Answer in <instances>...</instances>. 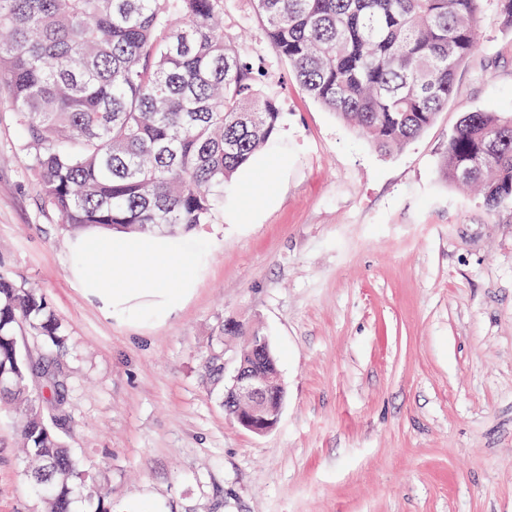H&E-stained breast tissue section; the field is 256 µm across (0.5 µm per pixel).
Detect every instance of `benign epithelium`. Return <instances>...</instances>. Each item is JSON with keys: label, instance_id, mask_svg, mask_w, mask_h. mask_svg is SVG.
<instances>
[{"label": "benign epithelium", "instance_id": "7a95c632", "mask_svg": "<svg viewBox=\"0 0 512 512\" xmlns=\"http://www.w3.org/2000/svg\"><path fill=\"white\" fill-rule=\"evenodd\" d=\"M253 364L232 359L234 385L224 393V402L236 405L235 421L254 434L272 430L280 417L285 389L269 354V337H253Z\"/></svg>", "mask_w": 512, "mask_h": 512}]
</instances>
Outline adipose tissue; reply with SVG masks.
I'll return each mask as SVG.
<instances>
[{"label":"adipose tissue","instance_id":"1","mask_svg":"<svg viewBox=\"0 0 512 512\" xmlns=\"http://www.w3.org/2000/svg\"><path fill=\"white\" fill-rule=\"evenodd\" d=\"M70 270L84 295L106 313H171L188 292L194 256L152 236L91 231L75 238Z\"/></svg>","mask_w":512,"mask_h":512}]
</instances>
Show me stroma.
<instances>
[{
  "mask_svg": "<svg viewBox=\"0 0 512 512\" xmlns=\"http://www.w3.org/2000/svg\"><path fill=\"white\" fill-rule=\"evenodd\" d=\"M226 39L262 66L283 112L262 151L273 203L224 189L192 249L191 297L165 322L105 317L68 270L73 238L44 206L19 116L0 96V274L45 295L62 348L60 433L112 489V512H512V205L446 181L449 134L468 112L512 115V29L491 0L478 53L435 123L378 152L296 84L253 0H223ZM264 327L286 399L251 433L211 390L203 357L224 320ZM0 512H40L0 411Z\"/></svg>",
  "mask_w": 512,
  "mask_h": 512,
  "instance_id": "1",
  "label": "stroma"
}]
</instances>
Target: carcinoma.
I'll return each mask as SVG.
<instances>
[{
    "label": "carcinoma",
    "mask_w": 512,
    "mask_h": 512,
    "mask_svg": "<svg viewBox=\"0 0 512 512\" xmlns=\"http://www.w3.org/2000/svg\"><path fill=\"white\" fill-rule=\"evenodd\" d=\"M220 0H0V86L24 127L43 200L76 233H188L279 129L259 65L224 38ZM302 90L385 154L419 138L478 50L479 0H255ZM443 174L512 204V117L467 113ZM64 344L45 295L0 275V401L13 405L25 472L44 512H112V491L61 440L55 372L21 328ZM218 327L203 359L224 381Z\"/></svg>",
    "instance_id": "1"
}]
</instances>
